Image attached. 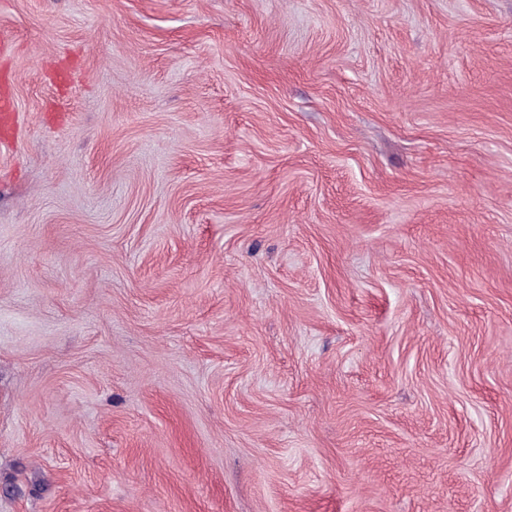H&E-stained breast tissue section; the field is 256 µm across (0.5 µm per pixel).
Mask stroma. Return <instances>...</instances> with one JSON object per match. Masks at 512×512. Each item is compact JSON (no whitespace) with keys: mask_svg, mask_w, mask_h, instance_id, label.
<instances>
[{"mask_svg":"<svg viewBox=\"0 0 512 512\" xmlns=\"http://www.w3.org/2000/svg\"><path fill=\"white\" fill-rule=\"evenodd\" d=\"M1 41L0 512H512V0Z\"/></svg>","mask_w":512,"mask_h":512,"instance_id":"1","label":"stroma"}]
</instances>
